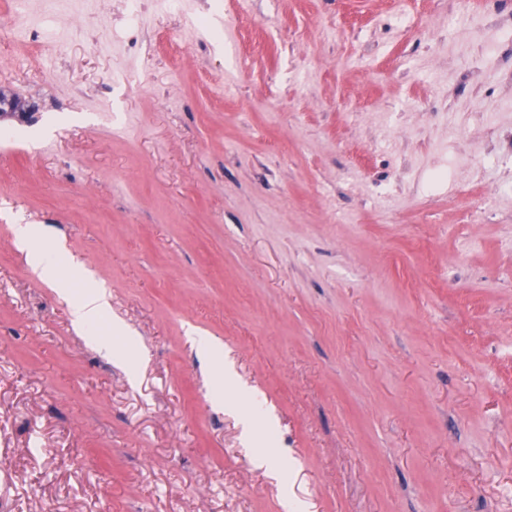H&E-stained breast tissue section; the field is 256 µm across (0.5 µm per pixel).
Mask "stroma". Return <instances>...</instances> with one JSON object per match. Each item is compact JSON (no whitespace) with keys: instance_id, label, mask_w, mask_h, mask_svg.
Here are the masks:
<instances>
[{"instance_id":"1","label":"stroma","mask_w":512,"mask_h":512,"mask_svg":"<svg viewBox=\"0 0 512 512\" xmlns=\"http://www.w3.org/2000/svg\"><path fill=\"white\" fill-rule=\"evenodd\" d=\"M26 9L0 39L35 111L0 119V512H512V82L466 71L512 61L470 23L512 0H181L134 28L96 0L89 36ZM18 214L107 290L126 361ZM13 233L19 250L26 253L30 267L38 277L57 288L61 294L70 293V277L64 274L70 261L66 245L62 240L49 239V235L33 224H13ZM50 240L53 244L36 248L37 240ZM70 270V269H69ZM198 351L217 362L214 378L224 387V353L210 336H194Z\"/></svg>"}]
</instances>
